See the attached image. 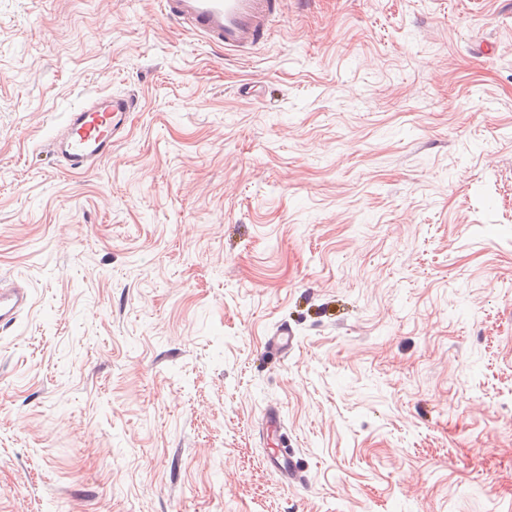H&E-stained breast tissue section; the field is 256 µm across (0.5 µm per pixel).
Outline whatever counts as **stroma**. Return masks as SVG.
I'll list each match as a JSON object with an SVG mask.
<instances>
[{
  "instance_id": "obj_1",
  "label": "stroma",
  "mask_w": 512,
  "mask_h": 512,
  "mask_svg": "<svg viewBox=\"0 0 512 512\" xmlns=\"http://www.w3.org/2000/svg\"><path fill=\"white\" fill-rule=\"evenodd\" d=\"M132 89L93 171L44 150ZM15 282L0 512H512V0H287L246 55L0 0ZM271 465L282 472L288 480L293 482H301L302 475L297 463L288 454V448H279V450L272 455Z\"/></svg>"
}]
</instances>
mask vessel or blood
<instances>
[{
	"label": "vessel or blood",
	"mask_w": 512,
	"mask_h": 512,
	"mask_svg": "<svg viewBox=\"0 0 512 512\" xmlns=\"http://www.w3.org/2000/svg\"><path fill=\"white\" fill-rule=\"evenodd\" d=\"M158 5L168 20L192 29L213 47L246 52L267 43L285 0H158ZM138 107L131 91L90 96L68 112L48 147L67 170L94 169L125 138ZM29 300L27 288H1L0 326H11Z\"/></svg>",
	"instance_id": "1"
}]
</instances>
